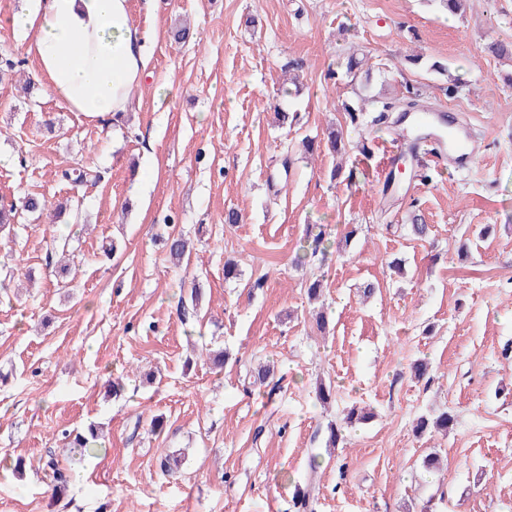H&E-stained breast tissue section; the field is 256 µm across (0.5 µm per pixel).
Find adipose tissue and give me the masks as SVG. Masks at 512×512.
<instances>
[{"label": "adipose tissue", "instance_id": "1", "mask_svg": "<svg viewBox=\"0 0 512 512\" xmlns=\"http://www.w3.org/2000/svg\"><path fill=\"white\" fill-rule=\"evenodd\" d=\"M28 2L12 25L33 32L46 93L73 112L124 116L147 71V33L133 23L130 0Z\"/></svg>", "mask_w": 512, "mask_h": 512}]
</instances>
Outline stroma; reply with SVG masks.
I'll return each instance as SVG.
<instances>
[{
  "label": "stroma",
  "mask_w": 512,
  "mask_h": 512,
  "mask_svg": "<svg viewBox=\"0 0 512 512\" xmlns=\"http://www.w3.org/2000/svg\"><path fill=\"white\" fill-rule=\"evenodd\" d=\"M22 4L0 0V57L22 64L0 78V198L76 207L0 232V459L25 462L22 476L0 471V512H294L308 483L315 512H512V58L489 48L512 41V0H467L454 16L440 0H157L151 12L131 0L151 34L149 75L113 124L44 94L33 36L10 22ZM351 53L363 60L354 83L339 74ZM410 91L469 128L482 156L388 192L398 129L367 154L354 130L344 154L324 142L356 94ZM282 110L298 124L279 127ZM80 166L100 180L62 178ZM414 205L427 239L408 229ZM231 209L242 223H225ZM310 228L324 233L313 254ZM174 230L191 241L178 267L162 249ZM229 260L238 278L225 279ZM205 347L226 350L223 371ZM268 360L277 390L244 391ZM320 380L336 388L325 407ZM354 405L372 418L326 451L327 423ZM444 410L448 435L414 436L418 416ZM91 425L104 450L71 462L70 434ZM165 449L187 452L176 475L160 467ZM431 452L445 469L423 468ZM52 458L71 473L62 496Z\"/></svg>",
  "instance_id": "1"
}]
</instances>
